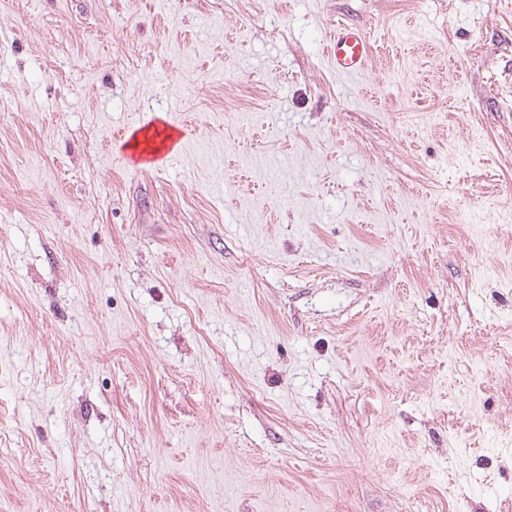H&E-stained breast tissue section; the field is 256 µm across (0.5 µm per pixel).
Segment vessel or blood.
I'll return each instance as SVG.
<instances>
[{"label": "vessel or blood", "mask_w": 512, "mask_h": 512, "mask_svg": "<svg viewBox=\"0 0 512 512\" xmlns=\"http://www.w3.org/2000/svg\"><path fill=\"white\" fill-rule=\"evenodd\" d=\"M371 53V41L365 33L341 25L337 27L331 40L328 61L337 75H353L365 69ZM146 128L167 134L165 148L154 152L140 144V134ZM184 137L185 133L180 125L170 121L168 117L155 115L146 123H139L119 132L118 141L124 148L123 159L128 167L151 169L165 165L179 155L183 149Z\"/></svg>", "instance_id": "vessel-or-blood-1"}]
</instances>
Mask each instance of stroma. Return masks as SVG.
Instances as JSON below:
<instances>
[{
	"mask_svg": "<svg viewBox=\"0 0 512 512\" xmlns=\"http://www.w3.org/2000/svg\"><path fill=\"white\" fill-rule=\"evenodd\" d=\"M508 209L512 0H0V512H512ZM371 53V41L365 33L339 25L329 46L328 61L336 75H353L365 69ZM150 128L167 134L166 147L160 152H153L145 148L138 141L141 140V132ZM185 133L180 125L170 121L167 116L154 115L149 120L133 125L118 134L115 143H122L123 159L128 167L134 169H151L165 165L170 159L182 152Z\"/></svg>",
	"mask_w": 512,
	"mask_h": 512,
	"instance_id": "obj_1",
	"label": "stroma"
}]
</instances>
